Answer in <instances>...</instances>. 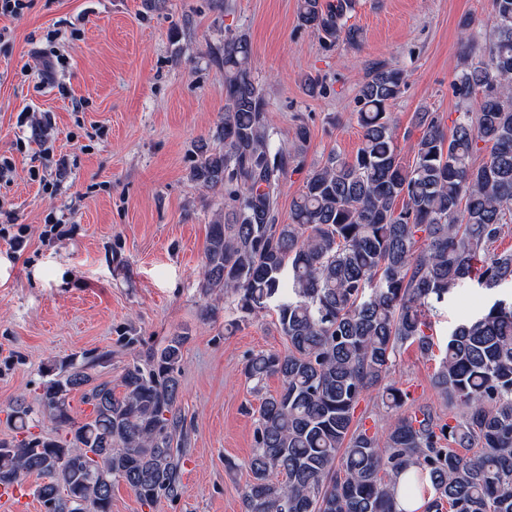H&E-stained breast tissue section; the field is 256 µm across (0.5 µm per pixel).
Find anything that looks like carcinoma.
<instances>
[{"label": "carcinoma", "mask_w": 512, "mask_h": 512, "mask_svg": "<svg viewBox=\"0 0 512 512\" xmlns=\"http://www.w3.org/2000/svg\"><path fill=\"white\" fill-rule=\"evenodd\" d=\"M353 0H298L302 25L331 42L353 44L344 18ZM492 36L465 24L478 51L452 85L461 101L479 92L445 134L439 114L415 115L421 132L412 160L398 145L390 106L407 86L400 67L375 66L357 95L362 130L355 156L330 153L292 198L289 222H276L294 152L266 122V98L243 35L224 39L222 148L202 141L192 178L224 191L210 224L204 294L235 295L249 316L276 301L288 351H259L243 367L262 396L255 448L244 467V512H398L403 495L429 476L426 512H512V300L448 334L433 384L448 420L430 409L398 417L384 436L353 427L359 401L379 387L382 405L401 408L407 392L389 380L405 345L433 352L427 310L467 280L486 288L512 279V253L492 246L512 224V0H492ZM486 159L476 163L480 154ZM423 245H418V242ZM187 337H169L144 362L128 364L118 386L85 392L89 415H71L69 395L91 381L89 366L46 369L39 403L58 434L0 441V488L41 479L46 512H112V484L125 482L141 503L178 496L184 418L178 376Z\"/></svg>", "instance_id": "1"}]
</instances>
